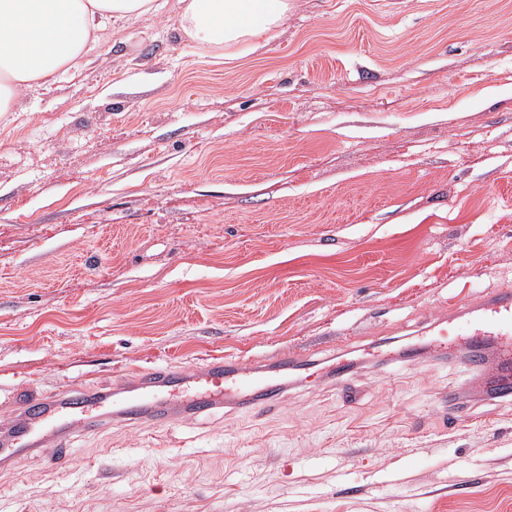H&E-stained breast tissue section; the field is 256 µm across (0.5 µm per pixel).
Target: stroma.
Instances as JSON below:
<instances>
[{
  "label": "stroma",
  "instance_id": "35a3bbf8",
  "mask_svg": "<svg viewBox=\"0 0 512 512\" xmlns=\"http://www.w3.org/2000/svg\"><path fill=\"white\" fill-rule=\"evenodd\" d=\"M288 4L223 63L160 5L0 115V441L21 392L303 362L264 414L104 405L0 512H512V400L405 354L512 290V0Z\"/></svg>",
  "mask_w": 512,
  "mask_h": 512
}]
</instances>
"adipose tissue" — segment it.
<instances>
[{"mask_svg": "<svg viewBox=\"0 0 512 512\" xmlns=\"http://www.w3.org/2000/svg\"><path fill=\"white\" fill-rule=\"evenodd\" d=\"M179 36L212 57L234 59L279 28L288 0H175ZM157 0H0V112L22 88L78 67L106 27L147 19Z\"/></svg>", "mask_w": 512, "mask_h": 512, "instance_id": "ef3b65f1", "label": "adipose tissue"}]
</instances>
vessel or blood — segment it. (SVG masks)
I'll return each mask as SVG.
<instances>
[{"mask_svg": "<svg viewBox=\"0 0 512 512\" xmlns=\"http://www.w3.org/2000/svg\"><path fill=\"white\" fill-rule=\"evenodd\" d=\"M486 336L498 337L512 354V293L501 291L487 296L477 305L475 316L457 315L436 332L437 339L466 340L474 349ZM136 385L139 395L117 401L119 415L130 422L144 420L155 412L153 398L165 391L187 393L182 409L193 415L208 412L215 398L223 393L240 395L258 411L274 409L282 398L280 383L267 378L264 367L246 364L232 356L212 360L198 376L173 369L142 372ZM99 407V401L88 390L65 392L53 400L25 396L21 401L22 416L13 427L12 445L1 448L0 456L13 459L19 448L30 446L33 431L52 429L62 418L80 423L84 429H93L99 418Z\"/></svg>", "mask_w": 512, "mask_h": 512, "instance_id": "vessel-or-blood-1", "label": "vessel or blood"}]
</instances>
